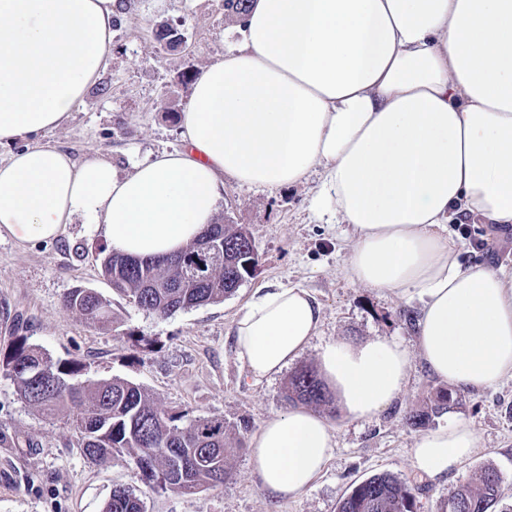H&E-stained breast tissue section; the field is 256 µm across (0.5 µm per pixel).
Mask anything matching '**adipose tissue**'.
<instances>
[{
  "label": "adipose tissue",
  "mask_w": 512,
  "mask_h": 512,
  "mask_svg": "<svg viewBox=\"0 0 512 512\" xmlns=\"http://www.w3.org/2000/svg\"><path fill=\"white\" fill-rule=\"evenodd\" d=\"M116 0H0V143L64 124L104 69ZM181 146L118 175L32 146L0 163V235L50 242L82 217L117 253L162 260L215 223L224 180L274 188L319 172L311 209L347 224L346 276L417 303L429 374L465 392L512 379V268L465 267L455 215L512 224V0H256L243 42L208 66L179 116ZM322 307L301 286L260 290L233 330L255 383L310 346ZM339 407L374 418L403 391L399 342L318 353ZM336 446L318 412L289 409L250 439L275 501L321 476ZM480 447L461 419L420 436L412 468L445 478Z\"/></svg>",
  "instance_id": "ef3b65f1"
}]
</instances>
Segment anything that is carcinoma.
<instances>
[{
  "label": "carcinoma",
  "instance_id": "obj_1",
  "mask_svg": "<svg viewBox=\"0 0 512 512\" xmlns=\"http://www.w3.org/2000/svg\"><path fill=\"white\" fill-rule=\"evenodd\" d=\"M253 3L223 0L224 20L240 24ZM202 235L211 237L224 252L223 259L201 254L195 241L165 262L109 251L101 259L103 276L120 297L159 316L222 302L254 274L258 252L250 248L253 238L241 224H210ZM63 307L79 312L86 324L98 330L114 327L112 302L92 289H72L64 296ZM0 366L30 406L71 417L78 447L92 461L103 462L125 453L146 480L164 491L183 495L222 486L231 477L222 417L186 421L184 415L160 408L131 381H84L80 363L55 360L25 339L15 344ZM284 401L293 407L304 405L329 413L335 410L334 394L311 366H302L288 377ZM455 401L452 391L440 388L426 408L410 412L407 424L425 428ZM501 497L499 472L485 466L475 484L461 485L452 492L448 512H490ZM103 512L145 509L135 493L119 489ZM336 512H416V498L407 482L379 473L352 486L338 502Z\"/></svg>",
  "mask_w": 512,
  "mask_h": 512
}]
</instances>
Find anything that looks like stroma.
<instances>
[{"label":"stroma","mask_w":512,"mask_h":512,"mask_svg":"<svg viewBox=\"0 0 512 512\" xmlns=\"http://www.w3.org/2000/svg\"><path fill=\"white\" fill-rule=\"evenodd\" d=\"M178 19L184 41L166 45L154 36L157 22ZM243 34L225 23L220 0H132L113 34L108 65L98 77L109 95L89 89L70 120L49 133L0 144V162L24 147L49 144L79 159L103 157L118 174L147 156L180 146L174 110L189 101L187 76L235 50ZM319 183L246 188L224 180L218 216L244 225L254 239L259 265L253 276L221 303L160 317L115 297L103 278L98 253L105 240L91 225H67L52 242L19 244L0 236V356L13 337H27L53 358L75 360L91 381L130 380L168 411L188 418H223L232 475L223 486L191 495L162 491L124 454L92 462L76 448L66 418L38 412L23 402L14 381L0 371V512H102L114 490L126 488L146 512H335L352 483L388 472L415 485L416 512H448V496L475 483L482 467H495L504 502H512V380L483 393H462L458 404L434 418L433 427L461 418L481 438L480 450L446 480L418 478L411 452L420 430L407 425L438 383L424 369L415 329L405 320L412 307L390 293L366 288L344 273L348 227L322 224L309 204ZM270 285L308 288L322 306L319 335L297 360L318 366L324 344L396 338L410 355L408 383L391 405L366 422L331 414L336 448L323 475L298 499L271 503L252 476L249 440L271 415L287 412V375L250 383L232 341L235 321L254 293ZM90 288L110 298L118 329L103 333L62 305L71 289ZM31 438L15 448L11 438Z\"/></svg>","instance_id":"1"}]
</instances>
